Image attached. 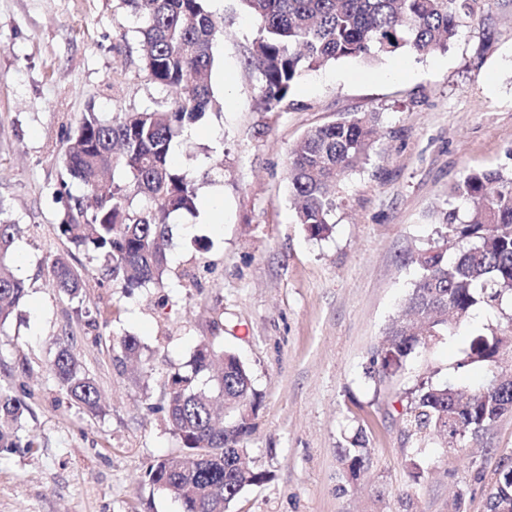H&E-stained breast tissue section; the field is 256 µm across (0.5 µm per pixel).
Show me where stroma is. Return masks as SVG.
I'll use <instances>...</instances> for the list:
<instances>
[{
	"mask_svg": "<svg viewBox=\"0 0 512 512\" xmlns=\"http://www.w3.org/2000/svg\"><path fill=\"white\" fill-rule=\"evenodd\" d=\"M206 6L224 27L208 75L223 108L172 147L198 184L197 210L169 220L164 287L127 295L57 231L85 193L72 180L58 196L61 159L84 113L161 111L176 91L146 70L125 0H0V202L24 229L11 265L28 287L0 330V385L29 407L23 447L0 454V512H181L146 471L182 451L160 410L164 378L217 320L262 396L246 445L268 474L231 512H485L497 469L512 466V413L449 451L406 437L393 391L430 375L478 386L488 367L461 361L472 336L505 326L500 309L473 307L409 358L393 388L369 370L417 276L408 257L436 239L449 187L512 151V0H476L447 50L306 71L276 112L255 107L254 17L240 0ZM370 112V159L337 186L331 234L311 238L295 221L288 153L308 130ZM59 256L85 273L82 301L54 288ZM99 314L108 324L90 328ZM125 335L138 358L120 348ZM65 345L96 381L99 415L70 404L50 372ZM358 432L371 455L353 485L337 450Z\"/></svg>",
	"mask_w": 512,
	"mask_h": 512,
	"instance_id": "35a3bbf8",
	"label": "stroma"
}]
</instances>
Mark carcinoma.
Masks as SVG:
<instances>
[{
    "label": "carcinoma",
    "mask_w": 512,
    "mask_h": 512,
    "mask_svg": "<svg viewBox=\"0 0 512 512\" xmlns=\"http://www.w3.org/2000/svg\"><path fill=\"white\" fill-rule=\"evenodd\" d=\"M138 17L142 57L155 82L180 95L163 111L118 112L110 120L83 116L63 155L65 179L83 184L94 198L92 211L81 201L69 206L58 232L97 262L113 285L126 290L161 284L168 274V218L197 208L196 181L170 160L174 138L207 112L218 111L207 76L213 46L223 28L206 0H125ZM257 21L248 65L259 78L257 109L275 112L307 70L347 59L375 61L379 55L408 48L418 55L445 49L461 20L473 14L474 0H240ZM377 115L340 117L307 131L291 148L288 188L298 201L296 223L314 238L332 231L337 208L335 188L369 161ZM104 171L119 172L112 188L99 187ZM449 196L472 204L466 220L456 211L442 217L437 240L412 256L417 277L406 299L405 318L387 329L386 341L372 360L371 377L389 383L418 350L448 333V315L462 321L477 305L497 308L512 296V165L468 172ZM143 207H133L134 199ZM0 203V327L28 294L25 281L9 269L21 225L5 217ZM455 242L448 255V240ZM52 279L69 300L86 288L82 273L66 258L51 266ZM512 325L469 342L463 368L480 362L494 368L503 354V336ZM213 333L197 344L190 369L166 376L165 416L184 448L156 460L149 481L168 490L182 512H230L232 502L266 480L246 462L245 440L256 430L261 397L248 367L224 349ZM214 384L202 378L214 367ZM51 373L66 397L95 416L100 394L94 379L70 347H60ZM407 435H432L452 451L483 437L512 410V375L487 380L465 393L456 386L422 378L395 393ZM27 405L0 388V452L19 447L18 432ZM346 474L357 480L368 469L370 451L356 434L338 449ZM487 512H512V467L503 468L486 501Z\"/></svg>",
    "instance_id": "obj_1"
}]
</instances>
